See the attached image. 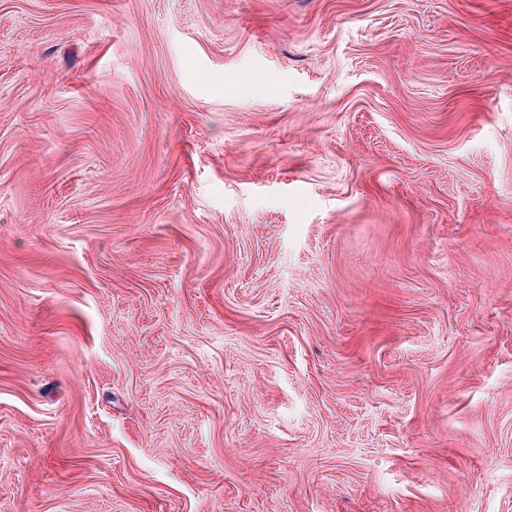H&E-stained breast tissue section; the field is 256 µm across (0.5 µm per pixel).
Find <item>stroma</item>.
Segmentation results:
<instances>
[{
	"mask_svg": "<svg viewBox=\"0 0 512 512\" xmlns=\"http://www.w3.org/2000/svg\"><path fill=\"white\" fill-rule=\"evenodd\" d=\"M0 512H512V0H0Z\"/></svg>",
	"mask_w": 512,
	"mask_h": 512,
	"instance_id": "stroma-1",
	"label": "stroma"
}]
</instances>
